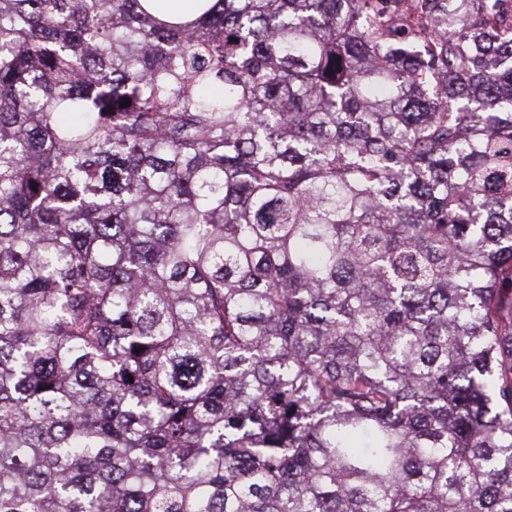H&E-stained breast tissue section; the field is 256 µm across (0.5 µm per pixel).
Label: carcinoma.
Returning a JSON list of instances; mask_svg holds the SVG:
<instances>
[{"label": "carcinoma", "mask_w": 512, "mask_h": 512, "mask_svg": "<svg viewBox=\"0 0 512 512\" xmlns=\"http://www.w3.org/2000/svg\"><path fill=\"white\" fill-rule=\"evenodd\" d=\"M503 2L0 0V512H512Z\"/></svg>", "instance_id": "obj_1"}]
</instances>
